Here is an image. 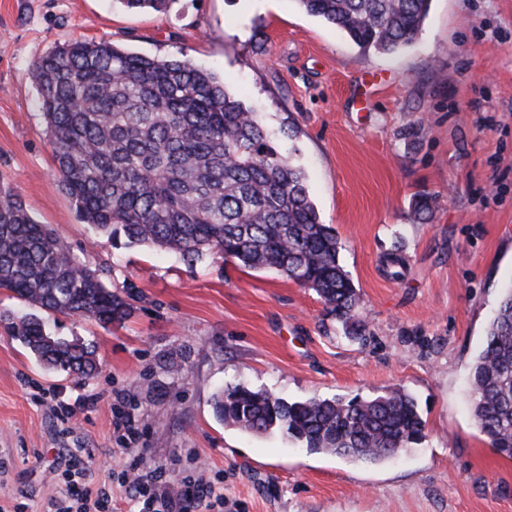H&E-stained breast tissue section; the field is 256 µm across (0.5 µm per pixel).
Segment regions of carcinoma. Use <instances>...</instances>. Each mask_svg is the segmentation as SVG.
<instances>
[{
  "label": "carcinoma",
  "mask_w": 512,
  "mask_h": 512,
  "mask_svg": "<svg viewBox=\"0 0 512 512\" xmlns=\"http://www.w3.org/2000/svg\"><path fill=\"white\" fill-rule=\"evenodd\" d=\"M165 12L172 0H118ZM362 50L393 53L417 36L430 0H297ZM54 171L80 221L108 240L161 248L191 264L205 256L274 269L316 292L344 335L366 332L361 300L322 223L303 170L274 144L256 113L189 59L128 52L109 40L54 47L32 65ZM435 199L412 200L416 221ZM0 290L28 312L0 313L10 335L44 367L86 382L101 372L95 347L53 336L41 313L103 327L131 315L132 286L109 288L80 263L18 193L0 186ZM474 420L512 458V289L486 331L470 377ZM215 415L251 434L279 433L310 451L377 462L425 436L416 400L401 389L373 398L288 402L242 384L214 395Z\"/></svg>",
  "instance_id": "carcinoma-1"
}]
</instances>
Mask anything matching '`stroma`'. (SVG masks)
Segmentation results:
<instances>
[{
  "mask_svg": "<svg viewBox=\"0 0 512 512\" xmlns=\"http://www.w3.org/2000/svg\"><path fill=\"white\" fill-rule=\"evenodd\" d=\"M101 38L191 59L258 112L336 231L366 342L276 271L116 247L78 219L31 68L58 44ZM1 184L108 286L135 292L132 316L107 329L47 317L53 334L95 345L102 371L84 384L41 367L0 326L8 512H51L77 455L90 456L85 482L106 488L112 512H130L122 472L137 454L140 474L162 475L156 493L200 477L223 493V512H512V459L489 446L466 393L512 287V0H432L414 42L394 54L362 51L296 0H173L163 13L119 0H0ZM423 192L437 204L422 224L411 201ZM239 383L289 401L401 388L425 437L372 464L250 435L212 411L214 393Z\"/></svg>",
  "mask_w": 512,
  "mask_h": 512,
  "instance_id": "obj_1",
  "label": "stroma"
}]
</instances>
